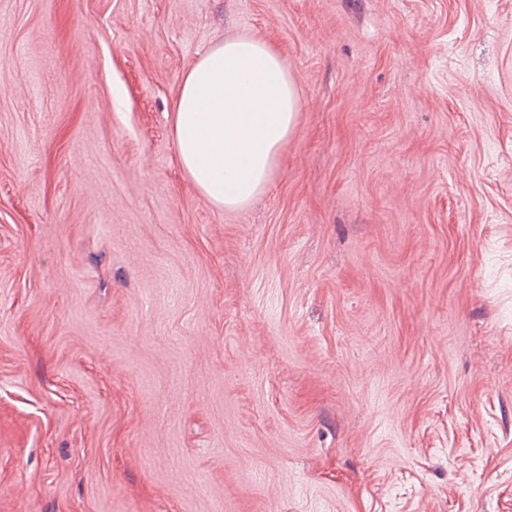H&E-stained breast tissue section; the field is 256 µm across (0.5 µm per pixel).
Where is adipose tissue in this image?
I'll use <instances>...</instances> for the list:
<instances>
[{
	"label": "adipose tissue",
	"instance_id": "ef3b65f1",
	"mask_svg": "<svg viewBox=\"0 0 512 512\" xmlns=\"http://www.w3.org/2000/svg\"><path fill=\"white\" fill-rule=\"evenodd\" d=\"M300 97L266 42H218L187 69L173 106L179 163L215 207L248 204L268 186Z\"/></svg>",
	"mask_w": 512,
	"mask_h": 512
}]
</instances>
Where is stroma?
I'll return each mask as SVG.
<instances>
[{"mask_svg": "<svg viewBox=\"0 0 512 512\" xmlns=\"http://www.w3.org/2000/svg\"><path fill=\"white\" fill-rule=\"evenodd\" d=\"M243 35L301 102L223 210ZM0 512H512V0H0ZM299 106L269 44L251 37L218 42L188 67L174 102L182 169L215 207L245 206L268 186Z\"/></svg>", "mask_w": 512, "mask_h": 512, "instance_id": "35a3bbf8", "label": "stroma"}]
</instances>
